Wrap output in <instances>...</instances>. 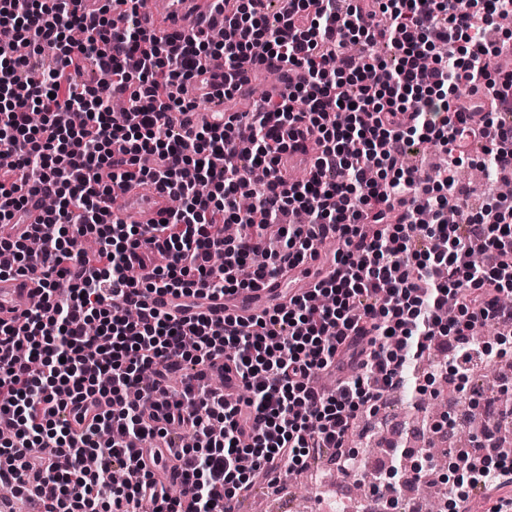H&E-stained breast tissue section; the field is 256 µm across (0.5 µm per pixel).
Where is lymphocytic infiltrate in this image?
Returning a JSON list of instances; mask_svg holds the SVG:
<instances>
[{
  "instance_id": "obj_1",
  "label": "lymphocytic infiltrate",
  "mask_w": 512,
  "mask_h": 512,
  "mask_svg": "<svg viewBox=\"0 0 512 512\" xmlns=\"http://www.w3.org/2000/svg\"><path fill=\"white\" fill-rule=\"evenodd\" d=\"M70 2L20 13L0 0L11 37L0 46V225L24 223L31 198L58 202L0 236L9 274L43 277L41 307L0 324V423L12 430L1 485L41 498V512H227L257 479L276 483L321 450L345 459L358 415L425 351L456 349L429 383L512 358V306L500 301L512 296V198L473 212L456 180L474 141L488 174L512 177V124L500 118L512 63L494 21L512 0H286L272 23L265 0H223V42L198 28L173 48L144 26L142 0H115V17ZM73 26L84 42H69ZM351 42L360 56L347 55ZM382 43L391 60L374 57ZM45 54L56 68L40 69ZM218 55L225 100L249 84L248 61L280 86L224 123L186 126L185 86ZM89 67L107 81L77 84ZM117 96L134 123L113 112ZM290 137L319 150L301 182L279 168ZM429 142L448 155L441 177L398 164ZM133 179L178 198L165 223H112L104 200ZM224 222L239 236L225 238ZM148 233L170 261L146 274L133 261ZM87 235L97 251H73ZM327 239L337 248L325 260ZM306 264L308 293L248 317L146 303L160 291L221 298ZM101 398L110 409L74 432L73 408ZM511 453L449 449L454 512L479 487L496 496L490 512H512Z\"/></svg>"
}]
</instances>
